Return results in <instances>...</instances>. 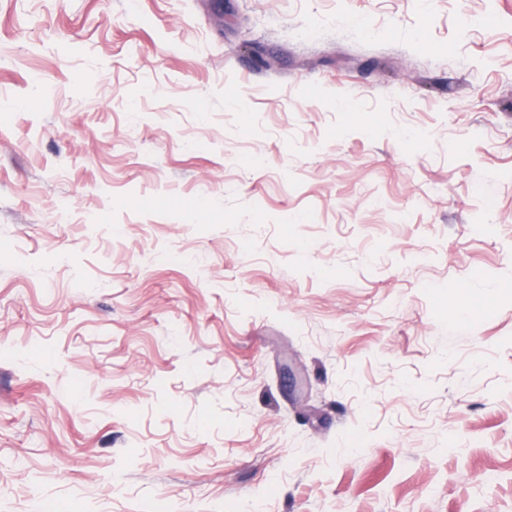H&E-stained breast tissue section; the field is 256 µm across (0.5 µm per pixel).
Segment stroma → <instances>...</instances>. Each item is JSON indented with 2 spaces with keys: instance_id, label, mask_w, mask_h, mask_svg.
<instances>
[{
  "instance_id": "35a3bbf8",
  "label": "stroma",
  "mask_w": 512,
  "mask_h": 512,
  "mask_svg": "<svg viewBox=\"0 0 512 512\" xmlns=\"http://www.w3.org/2000/svg\"><path fill=\"white\" fill-rule=\"evenodd\" d=\"M0 512H512V0H0Z\"/></svg>"
}]
</instances>
